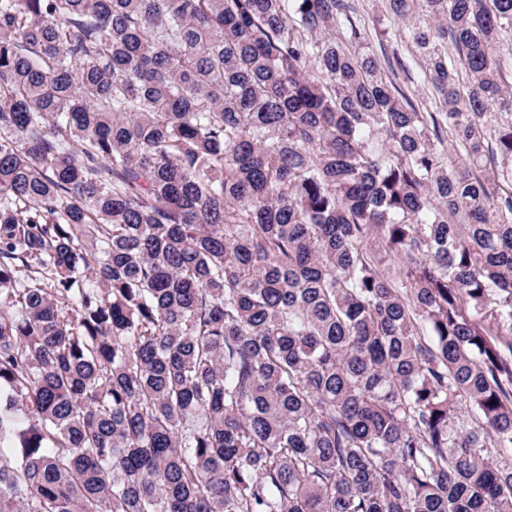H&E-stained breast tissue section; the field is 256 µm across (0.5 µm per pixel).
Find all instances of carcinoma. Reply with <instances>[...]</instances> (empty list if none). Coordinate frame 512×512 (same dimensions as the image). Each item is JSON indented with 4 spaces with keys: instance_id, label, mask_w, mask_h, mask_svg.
Instances as JSON below:
<instances>
[{
    "instance_id": "carcinoma-1",
    "label": "carcinoma",
    "mask_w": 512,
    "mask_h": 512,
    "mask_svg": "<svg viewBox=\"0 0 512 512\" xmlns=\"http://www.w3.org/2000/svg\"><path fill=\"white\" fill-rule=\"evenodd\" d=\"M0 0V512H512V0ZM355 3L359 6V11L367 18L370 22V32H371V41L373 46L378 43V39H382L384 41V37L379 35L378 30H380L382 27H393V19L387 16L385 13V2L384 0H355ZM375 18L380 19V23L382 25L375 22ZM374 21V24H373ZM374 27L377 28V36L374 32Z\"/></svg>"
}]
</instances>
